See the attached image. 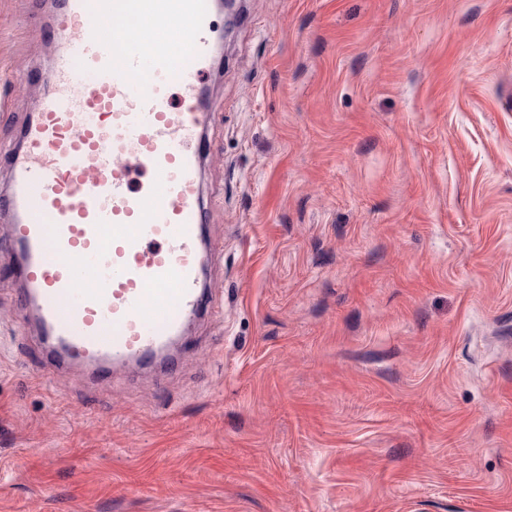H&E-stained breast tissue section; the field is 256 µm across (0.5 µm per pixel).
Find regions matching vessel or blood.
Segmentation results:
<instances>
[{
  "mask_svg": "<svg viewBox=\"0 0 512 512\" xmlns=\"http://www.w3.org/2000/svg\"><path fill=\"white\" fill-rule=\"evenodd\" d=\"M215 0H63V48L10 159L18 300L56 369L141 366L214 312L200 168Z\"/></svg>",
  "mask_w": 512,
  "mask_h": 512,
  "instance_id": "vessel-or-blood-1",
  "label": "vessel or blood"
}]
</instances>
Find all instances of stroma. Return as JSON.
<instances>
[{
    "instance_id": "35a3bbf8",
    "label": "stroma",
    "mask_w": 512,
    "mask_h": 512,
    "mask_svg": "<svg viewBox=\"0 0 512 512\" xmlns=\"http://www.w3.org/2000/svg\"><path fill=\"white\" fill-rule=\"evenodd\" d=\"M242 2L218 313L174 372L41 380L0 266V512H512V0ZM53 14L0 0V190Z\"/></svg>"
}]
</instances>
